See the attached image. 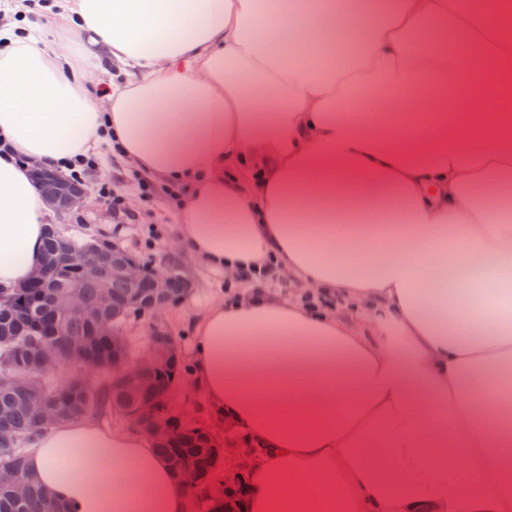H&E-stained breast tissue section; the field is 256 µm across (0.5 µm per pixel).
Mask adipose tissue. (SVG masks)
<instances>
[{
	"mask_svg": "<svg viewBox=\"0 0 512 512\" xmlns=\"http://www.w3.org/2000/svg\"><path fill=\"white\" fill-rule=\"evenodd\" d=\"M504 16L503 0L478 24L461 0H65L0 29V287L43 259L32 164L110 146L174 188L186 256L234 276L272 263L333 302L250 290L195 325L196 384L268 450L246 512H512ZM348 28L361 66L301 55ZM102 58L126 74L105 110ZM27 466L73 512H188L138 433L62 421Z\"/></svg>",
	"mask_w": 512,
	"mask_h": 512,
	"instance_id": "1",
	"label": "adipose tissue"
}]
</instances>
